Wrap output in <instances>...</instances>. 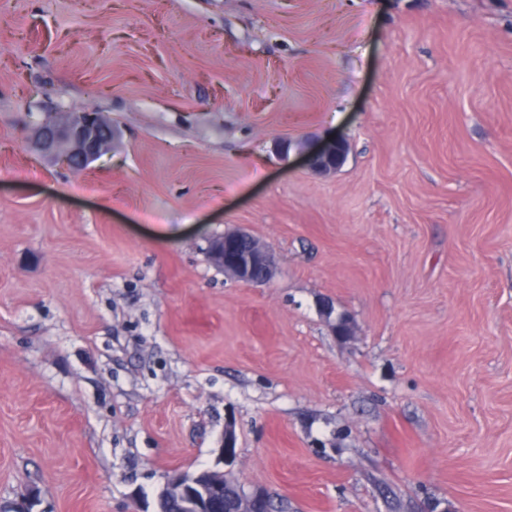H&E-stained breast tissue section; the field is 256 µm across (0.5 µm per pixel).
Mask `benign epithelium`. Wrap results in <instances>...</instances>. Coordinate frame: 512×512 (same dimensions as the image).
Wrapping results in <instances>:
<instances>
[{
    "label": "benign epithelium",
    "mask_w": 512,
    "mask_h": 512,
    "mask_svg": "<svg viewBox=\"0 0 512 512\" xmlns=\"http://www.w3.org/2000/svg\"><path fill=\"white\" fill-rule=\"evenodd\" d=\"M116 130L106 116L95 110L66 109L50 119L37 124L32 139L40 152L55 163L71 170H83L106 154ZM342 142L331 141L308 158L311 169L330 174L340 166ZM253 236L242 229H233L209 241L207 254L210 260L224 273L245 283L261 285L269 282L275 271V257L270 249L255 243V248L242 257L235 256L231 246L251 240ZM236 434L228 424L215 458L214 466L195 473H175L167 476L161 490L178 491L185 494L188 512H202L201 500L220 488L216 480L206 477L232 464L236 458Z\"/></svg>",
    "instance_id": "obj_1"
}]
</instances>
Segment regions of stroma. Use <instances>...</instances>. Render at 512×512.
Segmentation results:
<instances>
[{
    "label": "stroma",
    "mask_w": 512,
    "mask_h": 512,
    "mask_svg": "<svg viewBox=\"0 0 512 512\" xmlns=\"http://www.w3.org/2000/svg\"><path fill=\"white\" fill-rule=\"evenodd\" d=\"M228 420L274 512H512V0H0V512H134ZM115 137V128L101 112L66 109L37 124L31 138L43 155L79 171L106 154ZM341 141H331L308 158L311 169L322 174L334 173L340 166ZM251 239L255 242V248L243 254L242 259L232 253V245ZM207 254L226 275L248 284H265L272 279L275 271V257L271 250L262 246L252 235L242 229L229 230L211 239Z\"/></svg>",
    "instance_id": "1"
}]
</instances>
